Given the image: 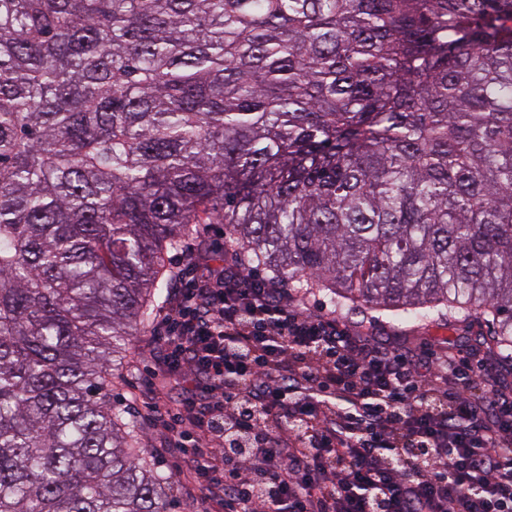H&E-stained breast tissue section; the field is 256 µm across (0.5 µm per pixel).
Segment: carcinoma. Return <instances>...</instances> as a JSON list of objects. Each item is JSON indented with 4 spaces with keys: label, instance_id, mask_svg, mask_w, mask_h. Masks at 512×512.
<instances>
[{
    "label": "carcinoma",
    "instance_id": "cac0c4a2",
    "mask_svg": "<svg viewBox=\"0 0 512 512\" xmlns=\"http://www.w3.org/2000/svg\"><path fill=\"white\" fill-rule=\"evenodd\" d=\"M224 248L512 370V0H0V512H173L114 401Z\"/></svg>",
    "mask_w": 512,
    "mask_h": 512
}]
</instances>
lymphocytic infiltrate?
I'll list each match as a JSON object with an SVG mask.
<instances>
[{
	"mask_svg": "<svg viewBox=\"0 0 512 512\" xmlns=\"http://www.w3.org/2000/svg\"><path fill=\"white\" fill-rule=\"evenodd\" d=\"M157 412L207 512H512V398L470 358L401 350L226 260L178 273Z\"/></svg>",
	"mask_w": 512,
	"mask_h": 512,
	"instance_id": "1",
	"label": "lymphocytic infiltrate"
}]
</instances>
